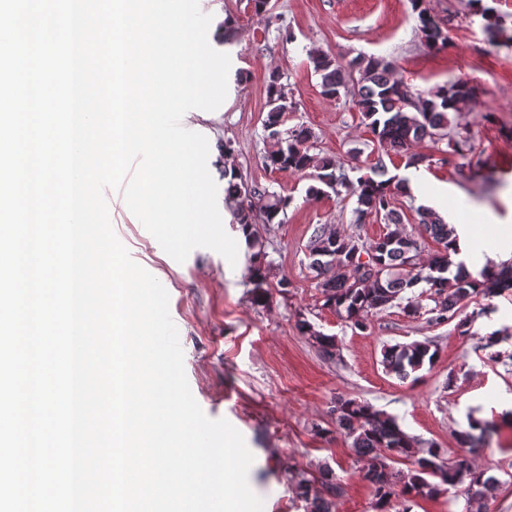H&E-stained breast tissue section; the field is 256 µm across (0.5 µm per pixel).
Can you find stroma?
<instances>
[{"label":"stroma","instance_id":"stroma-1","mask_svg":"<svg viewBox=\"0 0 512 512\" xmlns=\"http://www.w3.org/2000/svg\"><path fill=\"white\" fill-rule=\"evenodd\" d=\"M210 14L209 43L224 20L236 37L218 44L231 58L228 93L215 118L195 111L184 119L202 127L209 142L208 169L216 184L224 182L225 164L248 180L290 197L278 224H258L272 262L271 286L255 302L249 283L251 252L233 222L225 200L217 205L225 231L238 243L236 264L209 248L194 249L177 263L129 211L120 191H107L110 218L132 259L162 282L169 294L170 316L179 331L190 389L205 415L224 419L244 437L254 462L248 473L263 512H310L312 496L323 494L321 475L332 470L343 492L333 512H378L371 487L363 480V459L336 424L337 398L366 401L396 417L416 441L436 443L446 458L461 449L455 436L469 418L490 425L483 448L471 463L500 486L480 512H512V289L469 303L475 312L473 333L460 335L454 323L428 324L393 307L370 319L365 331L351 329L323 305L309 263L308 242L321 224L359 234L364 244L382 237L387 226L376 217L354 225L353 198L326 192L307 200L312 179L306 172L267 169L263 158L275 147L264 128L266 86L279 77L297 104L286 116L287 127L310 128L311 154L349 165L358 158L371 166L372 135L348 97L323 94L321 77L308 54L323 50L349 60L357 55L392 58L395 75L416 93L425 94L461 79L476 96L451 113L453 128L467 129V156L442 153L425 142L417 152L431 163L406 167L391 155L389 175L415 180L398 195L402 211L441 202L450 224L469 235L464 257L471 272L485 264L512 261L494 237L497 225H512V47L492 48L485 20L471 0H426L448 34L447 49H428L418 35L411 0H268L256 13L251 0H199ZM231 142L232 156L222 151ZM287 287H279L280 279ZM335 337V357H325L304 336L299 320ZM502 331L503 360H489L480 336ZM432 340L438 359L407 379L386 372L384 347ZM308 479L301 489L300 479Z\"/></svg>","mask_w":512,"mask_h":512}]
</instances>
